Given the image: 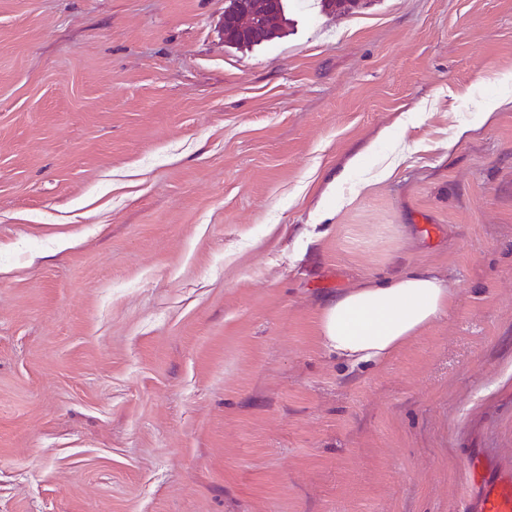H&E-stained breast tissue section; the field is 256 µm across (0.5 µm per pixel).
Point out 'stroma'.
Listing matches in <instances>:
<instances>
[{
  "label": "stroma",
  "mask_w": 512,
  "mask_h": 512,
  "mask_svg": "<svg viewBox=\"0 0 512 512\" xmlns=\"http://www.w3.org/2000/svg\"><path fill=\"white\" fill-rule=\"evenodd\" d=\"M223 16L0 0V512H460L512 465V0ZM409 267L451 310L327 355ZM250 4L246 2H240L239 8L244 10L248 6V14L251 17L250 21L244 22L245 24L250 22L249 26L254 24L261 23L264 27V35L265 40H269L277 35L283 25L287 23V18L285 16V10L282 12V16L280 17L278 13H273L270 11L269 6L267 4L268 0H250ZM451 300L450 288L426 268L361 280L326 299L318 337L329 355L350 366L381 365L447 313Z\"/></svg>",
  "instance_id": "obj_1"
}]
</instances>
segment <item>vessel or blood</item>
Segmentation results:
<instances>
[{
    "label": "vessel or blood",
    "instance_id": "obj_1",
    "mask_svg": "<svg viewBox=\"0 0 512 512\" xmlns=\"http://www.w3.org/2000/svg\"><path fill=\"white\" fill-rule=\"evenodd\" d=\"M465 469L477 492L463 512H512V468H497L480 455H468Z\"/></svg>",
    "mask_w": 512,
    "mask_h": 512
}]
</instances>
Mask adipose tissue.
<instances>
[{"label":"adipose tissue","mask_w":512,"mask_h":512,"mask_svg":"<svg viewBox=\"0 0 512 512\" xmlns=\"http://www.w3.org/2000/svg\"><path fill=\"white\" fill-rule=\"evenodd\" d=\"M450 306V289L426 268L362 280L326 299L317 320L319 340L348 365H380Z\"/></svg>","instance_id":"adipose-tissue-1"}]
</instances>
